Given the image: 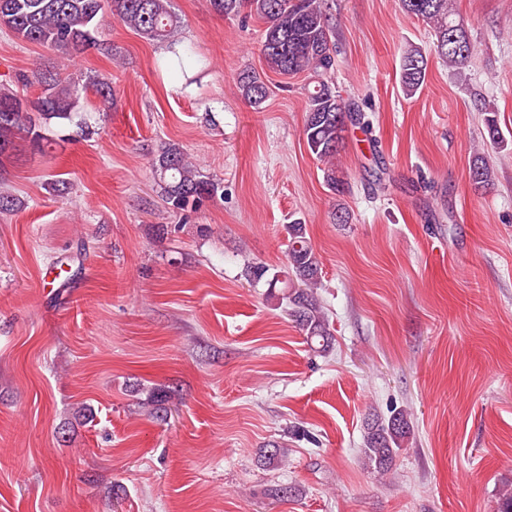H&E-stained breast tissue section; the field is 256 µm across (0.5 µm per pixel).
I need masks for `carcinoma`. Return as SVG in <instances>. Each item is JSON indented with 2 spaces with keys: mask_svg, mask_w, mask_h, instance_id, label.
<instances>
[{
  "mask_svg": "<svg viewBox=\"0 0 512 512\" xmlns=\"http://www.w3.org/2000/svg\"><path fill=\"white\" fill-rule=\"evenodd\" d=\"M212 9L222 16L241 13L263 20L260 55L267 69L285 78L303 74L307 107L303 135L310 152L329 164L326 179L337 191L342 181L336 178L333 160L339 154L348 125L361 124L357 106L344 101L331 87L328 77L335 59L330 46V30L323 0H210ZM112 5V16L149 41H171L180 27L172 0H0V28L17 38L59 53L69 60L89 49L108 52L98 38L100 18L106 5ZM403 12L428 24L434 32V53L455 71H461L473 52L469 34L457 19L452 0H399ZM428 57L410 46L400 58L399 82L407 96L415 95L425 84ZM41 95L32 103L25 102L13 88L0 84V173L10 160V150L21 135L31 138L39 150L52 145V140L37 130L30 115L35 110L50 121H72L79 103V87L69 77L55 75L40 78ZM88 84L95 88L99 108L112 111L115 97L112 84L94 77ZM241 96L258 108L267 99L265 82L252 71L238 77ZM484 124L489 142L505 145L491 104L484 106ZM152 167L170 208L186 211L224 192L218 181L204 176L184 150L175 143L164 146L154 157ZM494 179V170L485 156L476 154L470 165L474 188L483 189ZM289 284L282 291V304L289 317L306 336L317 353H325L333 345V336L323 306L318 298L320 259L307 237L306 225L287 224ZM168 391L159 390L148 403V413L156 420L165 419ZM412 423L403 410L385 417L379 414L363 427V458L367 466L385 475L391 471L402 443L411 435Z\"/></svg>",
  "mask_w": 512,
  "mask_h": 512,
  "instance_id": "1",
  "label": "carcinoma"
}]
</instances>
